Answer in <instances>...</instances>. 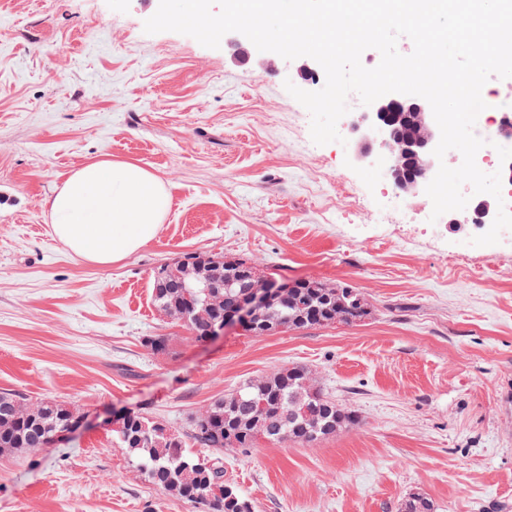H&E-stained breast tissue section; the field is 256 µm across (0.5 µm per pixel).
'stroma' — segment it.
Masks as SVG:
<instances>
[{"mask_svg": "<svg viewBox=\"0 0 512 512\" xmlns=\"http://www.w3.org/2000/svg\"><path fill=\"white\" fill-rule=\"evenodd\" d=\"M159 0H0V392L88 414L70 442L0 454V512H195L147 481L104 421L142 412L187 437L215 399L281 366L316 373L357 425L311 445L225 449L253 512H512V240L430 229L390 206L352 145L314 144L284 88L298 60L148 34ZM137 164L172 206L108 265L55 239L45 200L76 168ZM197 252L349 285L352 324L196 341L154 305L153 273ZM162 336L167 349L146 347Z\"/></svg>", "mask_w": 512, "mask_h": 512, "instance_id": "stroma-1", "label": "stroma"}]
</instances>
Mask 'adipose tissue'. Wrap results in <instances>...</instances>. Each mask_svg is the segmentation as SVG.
Here are the masks:
<instances>
[{"mask_svg": "<svg viewBox=\"0 0 512 512\" xmlns=\"http://www.w3.org/2000/svg\"><path fill=\"white\" fill-rule=\"evenodd\" d=\"M45 207L55 238L67 250L107 265L156 237L171 196L150 171L103 159L72 172Z\"/></svg>", "mask_w": 512, "mask_h": 512, "instance_id": "ef3b65f1", "label": "adipose tissue"}]
</instances>
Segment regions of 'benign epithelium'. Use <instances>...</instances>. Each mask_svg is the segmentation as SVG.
<instances>
[{
	"label": "benign epithelium",
	"mask_w": 512,
	"mask_h": 512,
	"mask_svg": "<svg viewBox=\"0 0 512 512\" xmlns=\"http://www.w3.org/2000/svg\"><path fill=\"white\" fill-rule=\"evenodd\" d=\"M347 126L357 143L352 151L353 161L379 165L398 192L416 193L436 175L433 150L440 131L426 100L392 93L376 100L370 110L354 114ZM497 212L496 199H481L465 212L448 215V223L491 224ZM241 274L249 281L248 291L211 327L212 339L224 335L229 327L242 330L255 326L261 310L283 301L296 288L295 282L279 283L254 264L244 266Z\"/></svg>",
	"instance_id": "1"
}]
</instances>
